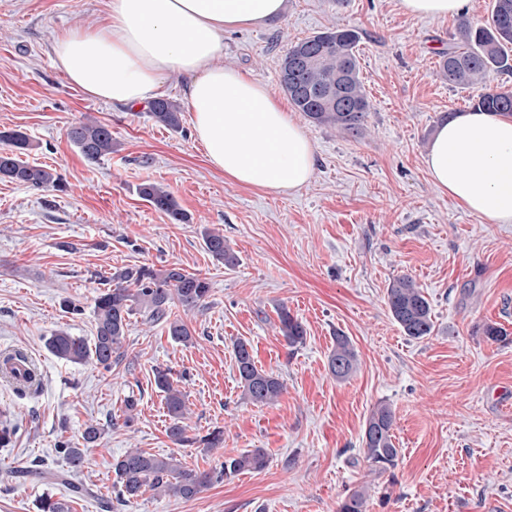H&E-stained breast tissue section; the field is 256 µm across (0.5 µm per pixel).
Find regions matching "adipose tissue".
<instances>
[{
    "instance_id": "1",
    "label": "adipose tissue",
    "mask_w": 512,
    "mask_h": 512,
    "mask_svg": "<svg viewBox=\"0 0 512 512\" xmlns=\"http://www.w3.org/2000/svg\"><path fill=\"white\" fill-rule=\"evenodd\" d=\"M285 0H108L103 23L51 45L54 66L91 99L135 107L188 77L184 96L209 163L271 193L307 185L315 149L271 90L220 65L224 34L279 18ZM424 163L433 183L493 224H512V118L461 112L439 125Z\"/></svg>"
}]
</instances>
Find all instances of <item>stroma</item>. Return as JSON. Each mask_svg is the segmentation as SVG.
<instances>
[{
    "instance_id": "1",
    "label": "stroma",
    "mask_w": 512,
    "mask_h": 512,
    "mask_svg": "<svg viewBox=\"0 0 512 512\" xmlns=\"http://www.w3.org/2000/svg\"><path fill=\"white\" fill-rule=\"evenodd\" d=\"M277 20L224 35V64L264 82L276 97L288 45L330 27L365 34L360 79L371 102L363 135L306 124L316 148L309 184L279 194L235 185L208 162L191 116L179 131L144 109L97 102L70 86L52 63L55 37L95 23L106 0H0V131L26 134L23 158L56 170L64 191L0 180V353L21 351L40 372L37 391L18 393L0 379V410L17 432L0 447V512H38L43 493L69 512H101L112 497V462L127 449L174 456L196 471L262 450L265 469L213 483L185 500L143 491L114 512H337L364 490L366 512H512V224L470 214L431 181L424 164L445 116L468 112L486 86L512 89V75L451 87L440 79L439 51L460 17L418 18L398 0H286ZM105 125L113 150L85 158L69 128L84 118ZM167 187L189 215L171 223L137 193ZM218 230L238 262L206 249ZM177 264L205 277L204 308L184 313L191 344L166 323L133 316L125 357L106 370L53 356L46 337L64 330L92 338L98 275ZM422 288L434 324L430 336L404 335L386 304L394 278ZM78 305L64 309L63 301ZM287 307L306 330L289 348L279 331ZM492 324L502 341L483 334ZM358 353L350 377L328 365L336 333ZM248 341L258 367L284 392L259 407L241 397L234 343ZM170 369L185 394L189 436L224 432L219 448L181 447L155 384ZM137 401L132 426L119 417ZM390 405L399 459L378 473L363 459L366 420ZM99 440L66 483L22 477L39 464L63 470L57 448L79 442L86 424Z\"/></svg>"
}]
</instances>
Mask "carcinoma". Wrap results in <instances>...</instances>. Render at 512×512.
Returning a JSON list of instances; mask_svg holds the SVG:
<instances>
[{"instance_id": "carcinoma-1", "label": "carcinoma", "mask_w": 512, "mask_h": 512, "mask_svg": "<svg viewBox=\"0 0 512 512\" xmlns=\"http://www.w3.org/2000/svg\"><path fill=\"white\" fill-rule=\"evenodd\" d=\"M362 32L355 28L332 27L290 44L281 58L280 85L294 108L312 123L334 128L348 136L358 137L365 130L371 110L370 101L360 79L357 47ZM350 75L348 93L355 100L349 109H337L327 102V92L340 75ZM512 75V0H492L491 15L484 26H475L461 18L457 32L441 52L439 75L450 86L475 85L487 82L491 74ZM474 107L485 112L512 115V92L488 89L475 100ZM151 119L170 130L181 128L182 108L170 99H158L149 104ZM70 142L89 160H98L112 153V132L93 121H81L68 130ZM0 142L9 148L0 150V179L33 188H63L61 177L52 169L30 164L20 157L28 146L27 138L18 131H1ZM139 196L155 210L167 215L175 224H185L188 216L179 207L172 193L156 184L143 183ZM207 250L227 266L237 263V256L224 239L213 231L205 233ZM210 293L206 278L187 272L177 264L163 270L141 266L116 271L104 279L103 289L94 298L96 334L93 342L66 331H57L46 339L48 350L56 357L74 364L89 361L109 370L125 356L123 350L130 318L139 314L149 324L166 322L168 332L176 341L188 344L193 336L180 318H171L172 307L178 305L189 312L204 306ZM386 304L404 335L414 340L432 333L431 306L422 289L408 276L397 277L386 292ZM279 329L288 346L304 344L306 331L301 321L288 308L279 311ZM236 367L242 388V398L254 405H270L284 391L279 378L259 368L250 352L249 343L234 344ZM21 358L27 367L26 381L17 380L13 371L4 370L0 377L18 391L38 384L36 366L20 351L6 352L5 363ZM358 365V354L347 336L338 333L329 355V367L338 379L349 377ZM156 384L164 395L170 418L168 437L178 443L189 441L186 436L185 394L171 380L168 369L156 371ZM394 417L387 404L377 405L366 421L363 454L370 467L385 472L397 465L399 449L393 441ZM68 465L55 477L66 482L84 464V449L64 443L58 448ZM267 465L260 450L224 458L223 469L196 472L185 469L176 458L157 456L143 449L126 451L112 462L116 481L113 493L118 502L138 496L145 489L158 495L191 499L203 489L224 477L246 471H261ZM365 492L355 490L339 504L337 512H365Z\"/></svg>"}]
</instances>
